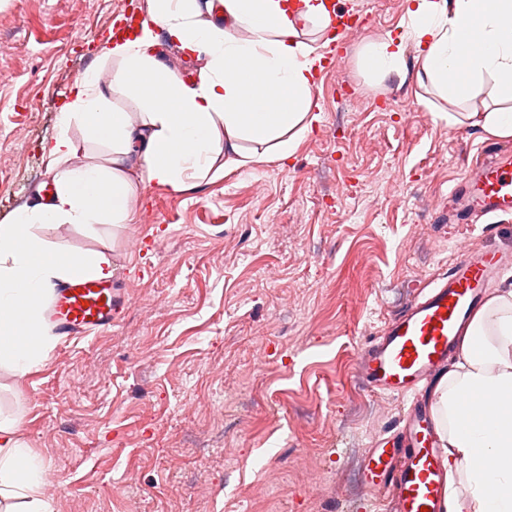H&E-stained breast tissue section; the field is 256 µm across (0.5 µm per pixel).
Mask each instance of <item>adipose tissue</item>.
<instances>
[{
	"instance_id": "adipose-tissue-1",
	"label": "adipose tissue",
	"mask_w": 512,
	"mask_h": 512,
	"mask_svg": "<svg viewBox=\"0 0 512 512\" xmlns=\"http://www.w3.org/2000/svg\"><path fill=\"white\" fill-rule=\"evenodd\" d=\"M146 22L106 41L112 77L77 79L43 145L54 174L50 203L24 208L0 225V364L24 376L46 360L55 338L41 319L52 287L82 274L111 276L102 252L77 254L40 237L51 224H130L139 185L181 194L242 167L291 158L315 116L318 39L330 32L324 0H145ZM401 34L368 44L364 71L403 74L407 43L416 78L452 105L445 118L512 138V0H408ZM200 61L192 80L157 56L160 40ZM491 85L493 108L468 112L475 90ZM103 160L68 166L80 143ZM433 414L448 480L445 512H512V283L495 289L465 331L460 356L439 382ZM492 458L487 472L479 455ZM48 468L21 441L16 419L0 414V512H51Z\"/></svg>"
}]
</instances>
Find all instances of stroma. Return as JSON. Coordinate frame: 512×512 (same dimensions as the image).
Segmentation results:
<instances>
[{
  "instance_id": "obj_1",
  "label": "stroma",
  "mask_w": 512,
  "mask_h": 512,
  "mask_svg": "<svg viewBox=\"0 0 512 512\" xmlns=\"http://www.w3.org/2000/svg\"><path fill=\"white\" fill-rule=\"evenodd\" d=\"M371 24L317 79V119L286 164L182 194L140 187L134 221L46 238L103 251L122 302L108 332L57 341L25 376L0 364V411L57 485L52 512H392L361 480L411 399L371 390L361 353L462 251L506 258L512 214L453 224L485 147L413 74L378 81L362 48L407 0H346ZM134 0H0V225L52 180L42 146Z\"/></svg>"
}]
</instances>
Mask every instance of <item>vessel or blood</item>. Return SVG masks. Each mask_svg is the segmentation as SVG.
I'll use <instances>...</instances> for the list:
<instances>
[{
	"label": "vessel or blood",
	"instance_id": "vessel-or-blood-1",
	"mask_svg": "<svg viewBox=\"0 0 512 512\" xmlns=\"http://www.w3.org/2000/svg\"><path fill=\"white\" fill-rule=\"evenodd\" d=\"M328 6L338 40H347L367 22L366 13L349 10L342 0H329ZM458 191L468 205L457 212V223H469L475 214H511L512 152L499 150L478 162ZM500 269L498 253H462L420 301L388 321L379 342L361 356L360 369L369 387L405 395L437 380L464 324ZM120 302L111 281L77 275L53 288L48 321L60 336L98 334L111 329ZM411 417L408 436L392 447L369 450L368 486L387 495L396 512H443L447 480L431 405L415 408Z\"/></svg>",
	"mask_w": 512,
	"mask_h": 512
}]
</instances>
